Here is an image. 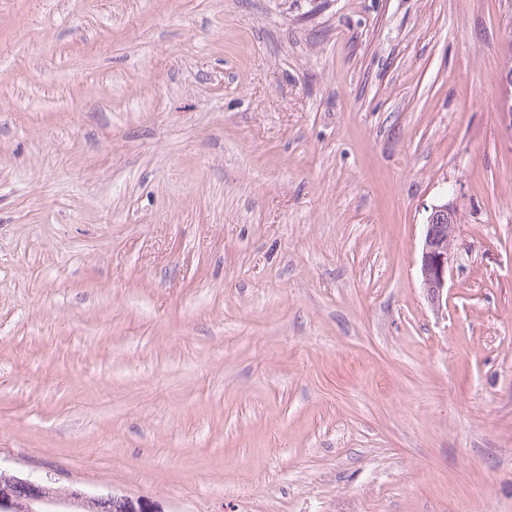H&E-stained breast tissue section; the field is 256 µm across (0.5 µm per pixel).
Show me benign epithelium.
<instances>
[{"instance_id": "benign-epithelium-1", "label": "benign epithelium", "mask_w": 512, "mask_h": 512, "mask_svg": "<svg viewBox=\"0 0 512 512\" xmlns=\"http://www.w3.org/2000/svg\"><path fill=\"white\" fill-rule=\"evenodd\" d=\"M458 229V213L453 204L444 202L431 207L424 224L420 275L422 288L435 308L442 306L445 288L448 287V270L454 262ZM87 498L85 491L70 487L63 498L53 502L45 497L41 479L14 476L10 486L0 490V512H14L21 504L28 512H43L45 507H65L79 504Z\"/></svg>"}]
</instances>
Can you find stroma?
Here are the masks:
<instances>
[{"label":"stroma","instance_id":"obj_1","mask_svg":"<svg viewBox=\"0 0 512 512\" xmlns=\"http://www.w3.org/2000/svg\"><path fill=\"white\" fill-rule=\"evenodd\" d=\"M511 56L512 0H0V467L512 512ZM458 229V213L453 203L447 201L431 207L424 224L420 275L422 288L435 308L442 306L448 288V270L454 262Z\"/></svg>","mask_w":512,"mask_h":512}]
</instances>
